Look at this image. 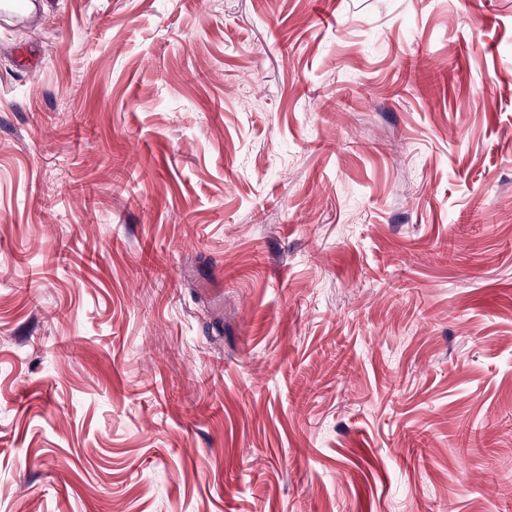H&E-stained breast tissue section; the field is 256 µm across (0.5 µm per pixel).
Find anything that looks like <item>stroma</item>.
<instances>
[{
	"label": "stroma",
	"instance_id": "35a3bbf8",
	"mask_svg": "<svg viewBox=\"0 0 512 512\" xmlns=\"http://www.w3.org/2000/svg\"><path fill=\"white\" fill-rule=\"evenodd\" d=\"M0 512H512V0L0 23Z\"/></svg>",
	"mask_w": 512,
	"mask_h": 512
}]
</instances>
